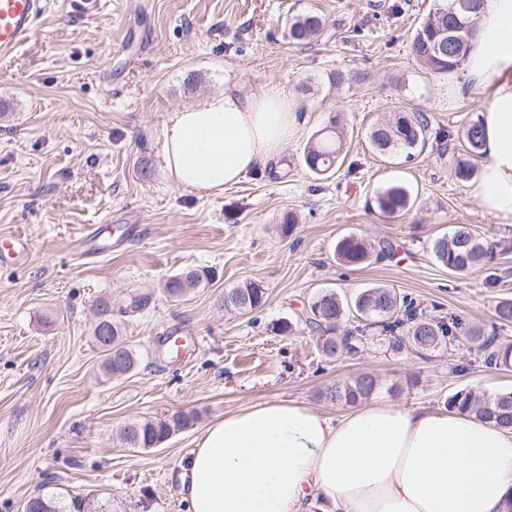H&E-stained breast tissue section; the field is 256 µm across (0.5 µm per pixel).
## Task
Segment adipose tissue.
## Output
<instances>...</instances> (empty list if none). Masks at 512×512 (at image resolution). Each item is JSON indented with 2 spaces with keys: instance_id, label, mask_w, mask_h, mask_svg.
<instances>
[{
  "instance_id": "adipose-tissue-1",
  "label": "adipose tissue",
  "mask_w": 512,
  "mask_h": 512,
  "mask_svg": "<svg viewBox=\"0 0 512 512\" xmlns=\"http://www.w3.org/2000/svg\"><path fill=\"white\" fill-rule=\"evenodd\" d=\"M466 71L492 88L474 192L511 216L512 0H484ZM300 125L277 86L227 90L168 116L161 162L176 185L218 195L280 157ZM182 491L189 512H502L512 430L377 397L336 416L278 400L206 426Z\"/></svg>"
}]
</instances>
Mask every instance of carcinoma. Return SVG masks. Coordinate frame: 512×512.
Instances as JSON below:
<instances>
[{"label": "carcinoma", "mask_w": 512, "mask_h": 512, "mask_svg": "<svg viewBox=\"0 0 512 512\" xmlns=\"http://www.w3.org/2000/svg\"><path fill=\"white\" fill-rule=\"evenodd\" d=\"M481 0H447L434 9L415 30L412 51L418 62L434 73L459 68L467 57L471 39L475 36ZM324 19L317 13L297 15L288 21V37L294 44H305L323 28ZM429 122L425 113L414 110L399 112L371 125L368 139L374 153L381 157L405 154L409 160L417 149L425 147ZM462 138L468 157L455 166V175L466 181L475 174L472 158L482 155L484 134L476 121L465 126ZM342 152V137L336 131V117L316 131L308 141L300 162L313 174L323 176L332 172ZM378 208L388 214L408 210L411 194L401 183L385 186L377 191ZM432 253L438 263L456 273L466 272L493 258V247L485 245L466 224L456 226L450 235L433 240ZM392 253V247L382 246L379 251L366 240L353 235L339 240L336 256L349 266H360L372 257L381 258ZM212 271L208 268H188L168 278L164 290L171 298H180L196 288L208 284ZM264 291L256 283H245L224 289V306L251 312L263 304ZM149 295L135 289L125 293L118 303L121 314L143 309ZM355 312L368 321L364 328L342 327L345 309ZM97 322L92 342L101 353L103 370L121 377L138 364V357L125 344L120 321L112 317V299L101 298L96 304ZM306 326L323 332L322 352L332 358L337 355L354 356L366 347H377L385 353H415L423 357L447 351L459 337L464 336L475 344L474 353L489 368L512 367V343L500 340L497 329L484 332L470 326L456 314L435 316L427 312L414 299L393 288L378 286L360 291L349 302L343 301L333 291L317 295L310 305ZM108 328L112 345L98 343L99 329ZM376 379L361 374L351 380L338 381L324 391L325 398L356 404L374 391ZM448 408L468 413L480 419L494 421L500 426L512 427V390L487 395L472 389H461L447 401ZM189 416L175 412L166 418L136 419L120 430L122 442L129 448H157L176 431L188 425ZM30 512H63L52 498L37 496L27 501Z\"/></svg>", "instance_id": "cac0c4a2"}]
</instances>
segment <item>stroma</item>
<instances>
[{
  "label": "stroma",
  "instance_id": "1",
  "mask_svg": "<svg viewBox=\"0 0 512 512\" xmlns=\"http://www.w3.org/2000/svg\"><path fill=\"white\" fill-rule=\"evenodd\" d=\"M47 2L34 35L0 61L10 105L0 116V234L26 235L31 249L0 265V512H24L38 495L67 512H188L182 466L203 428L278 398L338 415L344 405L322 389L362 373L377 377L376 397L440 412L462 388L512 389V368L484 367L464 338L428 359L375 348L329 358L305 325L318 293L350 299L385 285L512 339L495 315L512 298V217L489 214L454 171L462 130L490 91L465 68L424 69L411 50L439 0ZM309 12L324 17L322 31L289 43L288 18ZM335 71L350 82L331 84ZM271 82L303 120L283 159L220 195L177 186L158 156L168 115ZM389 108L426 113L418 156L372 153L368 129ZM332 116L344 161L318 178L297 160ZM396 182L414 204L383 213L375 193ZM289 212L297 224L285 236L276 226ZM91 224L131 231L108 256L83 258L78 238ZM458 224L494 245L491 262L454 274L435 260L432 241ZM348 235L388 242L393 256L342 265L335 248ZM202 267L213 272L206 287L167 296L169 277ZM246 282L264 289L263 305L225 310V289ZM135 288L150 301L121 323L138 365L114 378L92 343L95 303ZM286 322L291 332H280ZM171 336L185 338L183 357L168 354ZM176 411L190 423L160 447L116 437L131 419Z\"/></svg>",
  "mask_w": 512,
  "mask_h": 512
}]
</instances>
